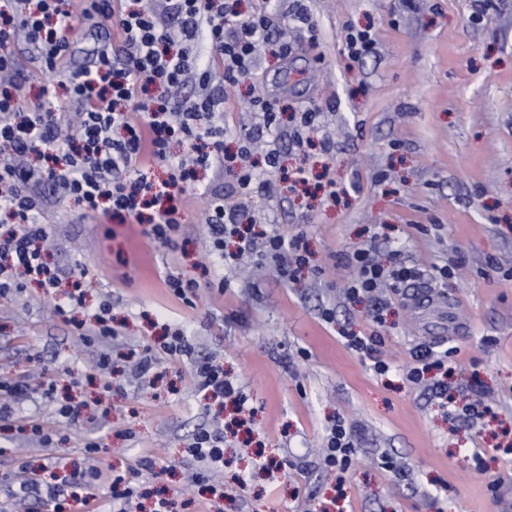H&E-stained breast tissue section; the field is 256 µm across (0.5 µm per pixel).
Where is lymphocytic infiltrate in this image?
I'll return each mask as SVG.
<instances>
[{"instance_id": "1", "label": "lymphocytic infiltrate", "mask_w": 512, "mask_h": 512, "mask_svg": "<svg viewBox=\"0 0 512 512\" xmlns=\"http://www.w3.org/2000/svg\"><path fill=\"white\" fill-rule=\"evenodd\" d=\"M0 11V296L23 291L38 283L54 298L59 313L81 304L85 272L50 266L45 253L51 243V227L41 217L62 202H75L82 212L105 210L111 218L145 225L146 236L158 247H171L184 222V206L176 195L197 182L199 170L208 169L215 150L221 149L224 129L215 118L224 100L210 94L216 78L236 83L247 76L259 51L284 56L290 45L274 32L280 17L261 10L242 16L238 0H7ZM109 23L120 37V50L110 44L95 52L92 66L72 72L66 60L74 43L68 37L78 18ZM31 45L41 70L57 76V87H46L38 101H29L24 78L16 69L12 48ZM220 61L214 70L212 61ZM200 87V95L177 99L187 81ZM65 88L76 105L74 119L60 125L53 99ZM207 139L209 151L184 158L174 143ZM249 143H242L226 167L232 174L224 190L208 187L206 221L208 255L231 265L246 260H270L282 274L292 276L304 262L301 237L256 232L244 223L241 202L261 189L263 181L246 158ZM139 165L134 182L123 171ZM160 165L168 177L151 183L145 171ZM356 269L348 280L345 296L368 298L384 305V291L412 280L414 271L402 264H380L370 249L354 251ZM197 387L206 398L230 400L244 406L246 399L233 379L224 374L220 360L195 362ZM34 373L0 385V419L13 418L20 401L31 394L52 406L64 420L76 419L80 405L61 401L56 382L61 368L34 364ZM224 427L201 428L188 440L186 451L201 464L192 480L222 485L209 476L224 469ZM358 435L345 420L330 426L321 452L323 466L347 471L357 452ZM87 461L63 483L50 478L20 483L14 502L38 499L50 503L53 512H68L70 497L94 501L95 490L106 487L113 512H138L133 473L104 474L97 466L106 447L93 440L85 445Z\"/></svg>"}]
</instances>
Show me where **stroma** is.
<instances>
[{
  "label": "stroma",
  "mask_w": 512,
  "mask_h": 512,
  "mask_svg": "<svg viewBox=\"0 0 512 512\" xmlns=\"http://www.w3.org/2000/svg\"><path fill=\"white\" fill-rule=\"evenodd\" d=\"M239 2L246 14L279 13L278 37L293 50L259 54L248 76L225 87L224 147L261 140L254 99L279 109L280 164L305 168L308 182L255 196L250 215L259 227L302 235L306 265L285 280L270 262L242 274L203 259L206 203L190 189L171 250L152 244L140 225L82 217L73 203L48 214L50 261L85 269L88 308L112 304L120 331L113 354L157 345L168 324L182 327L193 352L160 355L155 382L121 377L106 390L74 329L82 310L59 314L34 287L0 297V380L28 372L37 355L72 370L86 405L84 416L59 424L48 451L14 430L51 421L40 397L0 420V489L16 483L18 461L36 469L51 456L79 466L85 443L100 437L104 472H137L140 512H153L160 498L202 512L204 493L186 483L200 464L185 444L212 417L228 416L193 378L196 357L208 354L223 361L251 410L250 439L224 447V512H512V0ZM298 3L314 31L293 20ZM365 29L375 46L351 58L346 34ZM309 109L321 125L300 147L294 131ZM325 137L334 143L328 152L319 146ZM322 173L344 188L339 202L319 190ZM370 246L420 271L389 295L377 320L369 302L342 295L350 256ZM201 261L231 290L209 291ZM446 265L454 273L443 280ZM184 275L201 284L192 307L164 283ZM324 308L334 322L321 319ZM348 332L383 336L387 375L347 347ZM442 340L455 350L449 408L494 407L477 422L449 418L426 385L406 379L417 347ZM339 418L359 434L346 472L323 467L318 454ZM384 455L403 472L382 467Z\"/></svg>",
  "instance_id": "35a3bbf8"
}]
</instances>
